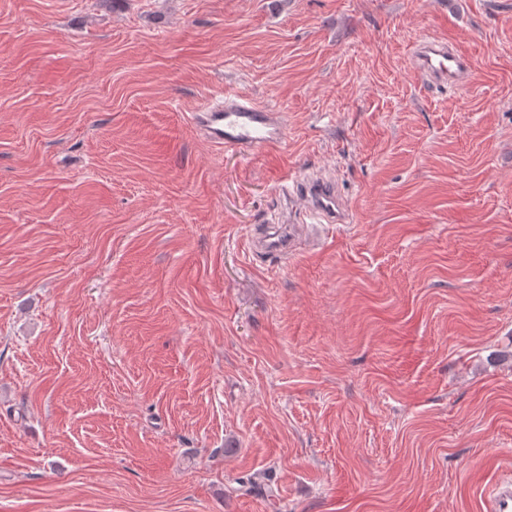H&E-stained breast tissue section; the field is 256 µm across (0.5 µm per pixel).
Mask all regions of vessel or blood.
Masks as SVG:
<instances>
[{
  "label": "vessel or blood",
  "mask_w": 512,
  "mask_h": 512,
  "mask_svg": "<svg viewBox=\"0 0 512 512\" xmlns=\"http://www.w3.org/2000/svg\"><path fill=\"white\" fill-rule=\"evenodd\" d=\"M411 60L414 69L426 81L443 89L460 87L471 78L467 57L436 38L421 40ZM190 121L212 145L245 158L278 154L287 145L285 114L232 89L192 113ZM288 193L290 198L302 202L311 223L345 224L349 221V212L339 198L334 179L292 173L288 176ZM302 234L303 228L298 224L289 225L284 231L273 226L258 238L256 247L281 257L293 250ZM482 509L483 512H512V481H502L488 488Z\"/></svg>",
  "instance_id": "vessel-or-blood-1"
}]
</instances>
